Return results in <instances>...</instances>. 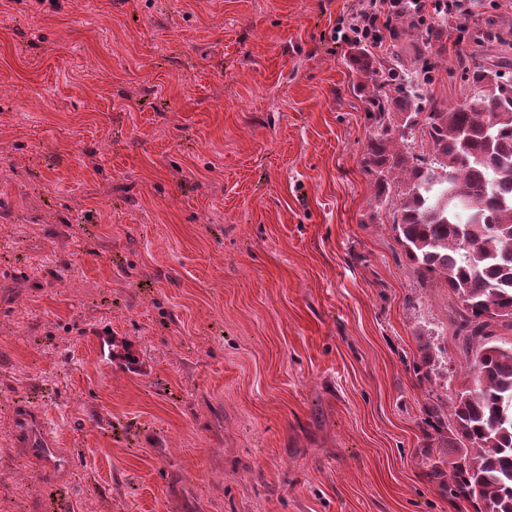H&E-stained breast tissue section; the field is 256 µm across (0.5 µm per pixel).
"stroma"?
<instances>
[{"mask_svg":"<svg viewBox=\"0 0 512 512\" xmlns=\"http://www.w3.org/2000/svg\"><path fill=\"white\" fill-rule=\"evenodd\" d=\"M356 3L0 0V512H473L424 475L466 357L375 207Z\"/></svg>","mask_w":512,"mask_h":512,"instance_id":"stroma-1","label":"stroma"}]
</instances>
